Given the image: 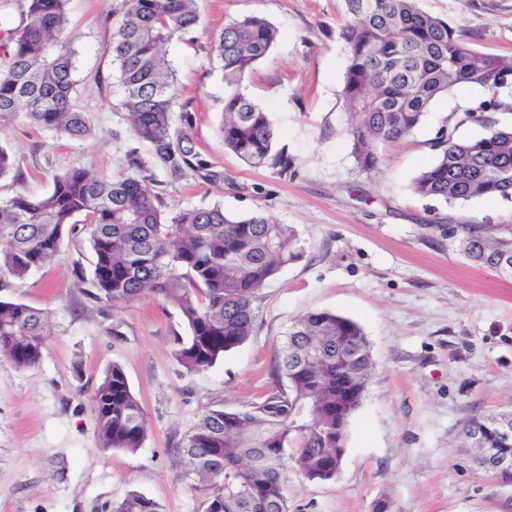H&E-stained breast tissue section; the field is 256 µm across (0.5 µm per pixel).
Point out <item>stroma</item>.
I'll return each mask as SVG.
<instances>
[{
	"instance_id": "stroma-1",
	"label": "stroma",
	"mask_w": 512,
	"mask_h": 512,
	"mask_svg": "<svg viewBox=\"0 0 512 512\" xmlns=\"http://www.w3.org/2000/svg\"><path fill=\"white\" fill-rule=\"evenodd\" d=\"M121 4L68 0L75 102L93 134L73 139L20 114L0 118V145L17 173L0 181V198L45 194L51 174L71 167L125 171L135 141L106 52ZM419 5L466 32L478 52L512 57V0ZM198 8L205 29L171 42L167 55L179 101L193 115L195 146L224 181H173L160 171L154 190L171 212L219 203L238 215L266 213L296 228L303 256L262 290L253 336L199 373L172 355L185 327L171 306L144 298L102 308L85 296L77 276L91 274L93 255L84 222L66 233L54 263L23 279L0 270V299L45 310L53 324L38 365L19 369L0 356V512H112L132 491L163 512H195L176 443L211 405L241 410L271 387L285 333L306 311L358 323L374 370L336 477H290L289 512H373L381 499L393 512H512V487L476 468L463 432L473 414L512 409V277L468 261L448 234L457 224L512 225V201L447 203L412 189L438 155L440 129L460 140L485 134L467 115L485 92L460 87L437 98L366 172L352 156L342 95L344 0H198ZM254 15L270 21L278 39L243 88L269 113L276 147L294 162L285 174L250 167L218 135L224 81L210 37ZM115 364L148 419L133 454L103 450L97 439L92 395Z\"/></svg>"
}]
</instances>
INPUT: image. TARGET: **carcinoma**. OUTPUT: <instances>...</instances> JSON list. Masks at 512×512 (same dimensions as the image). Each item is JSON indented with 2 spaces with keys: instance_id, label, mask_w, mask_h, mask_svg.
<instances>
[{
  "instance_id": "1",
  "label": "carcinoma",
  "mask_w": 512,
  "mask_h": 512,
  "mask_svg": "<svg viewBox=\"0 0 512 512\" xmlns=\"http://www.w3.org/2000/svg\"><path fill=\"white\" fill-rule=\"evenodd\" d=\"M196 0H123L107 52L124 87L122 109L134 139L149 148L126 153L128 172L116 177L87 167L51 174L44 195L0 198V269L18 279L55 261L74 217L86 218L94 265L87 297L116 307L157 296L176 309L187 335L173 354L188 373L212 367L255 331L254 301L277 272L302 257L296 230L254 213L238 217L224 206L162 209L155 171L173 179L192 172L219 184L224 171L196 151L193 116L181 107L165 47L202 26ZM67 0H29L28 22L10 36L0 65V116L21 113L30 123L72 138L91 135L72 102L75 54L67 32ZM341 28L348 63L343 95L351 115L352 155L364 171L380 152L414 130L439 96L459 86L487 98L473 113L512 111V59L479 53L468 35L423 11L419 0H345ZM277 30L258 16L232 19L212 38L226 92L220 133L224 147L253 168L288 172L292 159L274 150L268 113L240 90L245 73L272 49ZM436 161L413 190L447 203L472 197L512 199V125L488 127L471 141L440 133ZM462 251L497 269L512 258V230L465 224ZM499 270V269H497ZM512 276V269L499 270ZM51 320L48 312L0 300V355L16 367L36 366ZM372 374L363 329L329 311H308L289 326L267 393L239 411L218 403L176 446L196 512H288V472L309 481L336 476V449L346 445L350 420ZM105 450L137 452L148 434L142 403L118 365L92 397ZM499 414L473 415L467 426L486 448H502ZM113 512H161L160 504L129 493Z\"/></svg>"
}]
</instances>
